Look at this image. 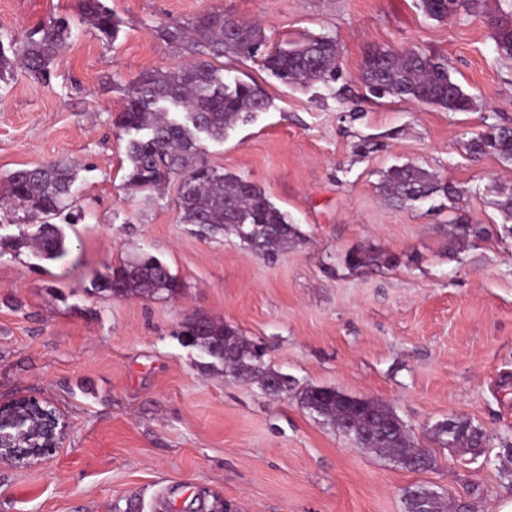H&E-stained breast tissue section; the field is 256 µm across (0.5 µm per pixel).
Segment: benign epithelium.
Instances as JSON below:
<instances>
[{
  "mask_svg": "<svg viewBox=\"0 0 512 512\" xmlns=\"http://www.w3.org/2000/svg\"><path fill=\"white\" fill-rule=\"evenodd\" d=\"M65 422L47 402L20 398L0 405V459L31 466L49 459L62 444Z\"/></svg>",
  "mask_w": 512,
  "mask_h": 512,
  "instance_id": "7a95c632",
  "label": "benign epithelium"
}]
</instances>
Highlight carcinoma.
Returning <instances> with one entry per match:
<instances>
[{
  "instance_id": "carcinoma-1",
  "label": "carcinoma",
  "mask_w": 512,
  "mask_h": 512,
  "mask_svg": "<svg viewBox=\"0 0 512 512\" xmlns=\"http://www.w3.org/2000/svg\"><path fill=\"white\" fill-rule=\"evenodd\" d=\"M479 0H420L422 12L443 21L461 13L471 14ZM84 18L101 34L116 31L112 13L102 0H81ZM494 28L499 57L512 59V31L488 19ZM73 36L70 21L49 20L17 42L0 40V75L20 70L33 79L50 80L49 65ZM163 40L177 46L192 60L174 68L149 70L129 88L116 124L135 131L127 146L130 163L126 184L147 197L161 193L174 177L180 179L178 219L192 224L203 236L215 237L230 229L248 248L269 260L301 241V232L288 216L268 200L253 182L210 165L202 157L201 138L221 143L238 123L251 120L270 106V99L257 84L228 81L212 58L232 53L257 57L266 45L264 28L258 23L232 19L224 11H205L190 22H174L160 31ZM339 51L328 36L287 42L264 53L262 65L282 84L306 86L336 80ZM360 78L373 95L413 100L447 112H468L473 97L452 79L445 57L428 55L417 46L394 50L376 49L363 62ZM475 155L493 154L512 164V127L485 117L484 129L466 143ZM76 164L61 158L49 164L10 174L0 184V213L12 222H40L36 236L24 233L0 239V254L20 256L29 252L54 260L67 252L66 237L54 216L73 207ZM377 188L394 206L418 207L445 198L455 201L457 191L422 166L404 164L381 173ZM450 245L469 238L483 240L487 228L457 218L448 220ZM384 261L380 255L359 250L347 257L350 269L372 268ZM98 290L117 298L167 299L176 296L180 284L168 267L143 252L99 277ZM182 344L195 350L198 366L222 371L234 379L256 383L274 394L290 393L314 418L332 426L358 448L394 459L411 472L435 465L434 449L420 445L404 421L389 406L328 386L288 384L283 374L264 361L262 346L241 336L234 328L196 313L178 331ZM429 439L440 448H480L486 443L483 429L471 421L452 417L428 430Z\"/></svg>"
}]
</instances>
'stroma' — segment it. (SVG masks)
Wrapping results in <instances>:
<instances>
[{"mask_svg": "<svg viewBox=\"0 0 512 512\" xmlns=\"http://www.w3.org/2000/svg\"><path fill=\"white\" fill-rule=\"evenodd\" d=\"M119 22L108 38L81 0H0V38H22L63 15L74 36L50 81L0 80V180L69 158L84 220L64 225L69 252L48 261L0 256V404L50 401L66 435L54 457L0 461V512H404L408 487L444 490L449 512H499L512 502L501 463L512 448V236L495 187L512 164L465 148L484 116L512 126V60L498 58L487 14L512 0L427 19L418 0H103ZM220 9L261 24L269 45L333 37L340 76L289 88L255 59L228 54L227 78L256 83L271 106L204 141L211 165L246 178L301 231L275 262L230 232L180 223L178 180L146 199L125 186L130 133L116 125L125 94L149 69L186 55L159 29ZM444 55L474 98L469 112L372 97L360 81L375 48ZM372 140L359 153L356 143ZM406 162L436 172L489 239L448 251L450 210L394 208L382 172ZM361 248L399 265L354 271ZM139 251L182 284L169 299L96 293L97 274ZM203 313L262 343L268 365L298 386H333L392 407L428 445L427 428L458 416L481 426V452L436 449L410 472L354 447L290 396L202 371L175 336Z\"/></svg>", "mask_w": 512, "mask_h": 512, "instance_id": "1", "label": "stroma"}]
</instances>
